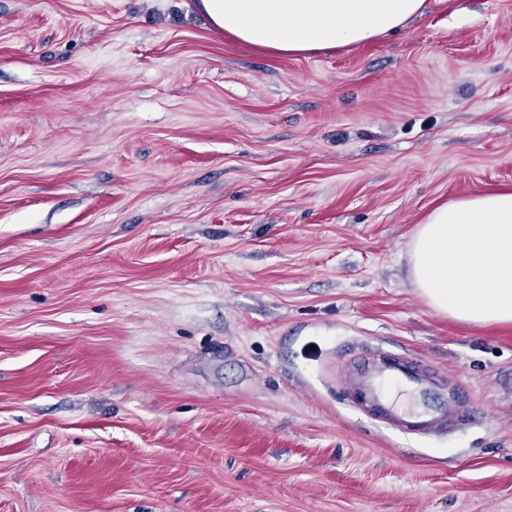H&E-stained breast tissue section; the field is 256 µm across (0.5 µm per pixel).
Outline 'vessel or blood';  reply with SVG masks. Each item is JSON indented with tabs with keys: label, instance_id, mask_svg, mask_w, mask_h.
<instances>
[{
	"label": "vessel or blood",
	"instance_id": "b4317fda",
	"mask_svg": "<svg viewBox=\"0 0 512 512\" xmlns=\"http://www.w3.org/2000/svg\"><path fill=\"white\" fill-rule=\"evenodd\" d=\"M345 383L356 408L407 435L444 434L471 414L467 389L440 387L424 365L398 352L367 354L347 371Z\"/></svg>",
	"mask_w": 512,
	"mask_h": 512
}]
</instances>
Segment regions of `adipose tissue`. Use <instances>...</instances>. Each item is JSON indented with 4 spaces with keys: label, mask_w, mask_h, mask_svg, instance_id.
Wrapping results in <instances>:
<instances>
[{
    "label": "adipose tissue",
    "mask_w": 512,
    "mask_h": 512,
    "mask_svg": "<svg viewBox=\"0 0 512 512\" xmlns=\"http://www.w3.org/2000/svg\"><path fill=\"white\" fill-rule=\"evenodd\" d=\"M426 0H197L215 31L277 55L363 44L420 15ZM412 283L455 320L512 324V189L433 208L408 249Z\"/></svg>",
    "instance_id": "1"
}]
</instances>
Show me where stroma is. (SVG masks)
<instances>
[{
    "label": "stroma",
    "instance_id": "35a3bbf8",
    "mask_svg": "<svg viewBox=\"0 0 512 512\" xmlns=\"http://www.w3.org/2000/svg\"><path fill=\"white\" fill-rule=\"evenodd\" d=\"M497 188L512 0L298 57L196 0H0V512H512V325L437 313L407 256ZM376 348L474 419L352 408Z\"/></svg>",
    "mask_w": 512,
    "mask_h": 512
}]
</instances>
